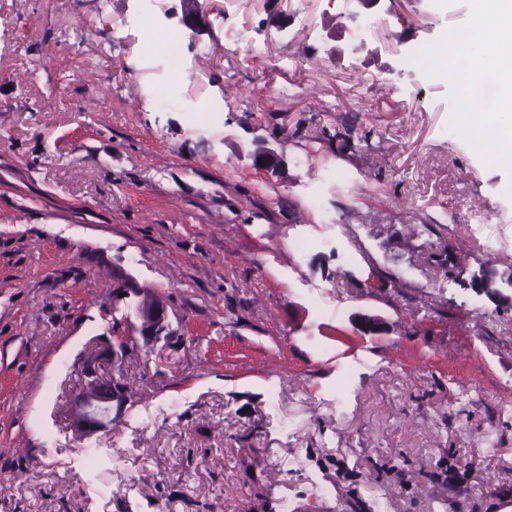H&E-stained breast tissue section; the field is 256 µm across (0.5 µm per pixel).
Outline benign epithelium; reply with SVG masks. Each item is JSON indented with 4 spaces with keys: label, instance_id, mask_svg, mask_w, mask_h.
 <instances>
[{
    "label": "benign epithelium",
    "instance_id": "1",
    "mask_svg": "<svg viewBox=\"0 0 512 512\" xmlns=\"http://www.w3.org/2000/svg\"><path fill=\"white\" fill-rule=\"evenodd\" d=\"M185 2V21L192 27H197L196 21L202 20L203 7L200 0H183ZM264 161L263 168L276 171L281 158L264 143H259L254 152V165ZM133 295L138 298L135 304V315L139 325L131 326L150 344L169 330L168 309L160 302L149 298L143 288H132L124 276H119L112 282V298ZM359 331L364 336H378L385 331V322L366 314L356 316ZM130 337L127 334L112 337V342L100 347V357L83 365L82 373L85 378L83 393L76 399L73 412V428L81 436H90L106 430L112 424V412L121 410L132 402V397L123 378L112 376V386L108 391L101 389L102 375L106 365L116 363L129 348Z\"/></svg>",
    "mask_w": 512,
    "mask_h": 512
}]
</instances>
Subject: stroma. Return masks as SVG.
I'll return each mask as SVG.
<instances>
[{
	"instance_id": "stroma-1",
	"label": "stroma",
	"mask_w": 512,
	"mask_h": 512,
	"mask_svg": "<svg viewBox=\"0 0 512 512\" xmlns=\"http://www.w3.org/2000/svg\"><path fill=\"white\" fill-rule=\"evenodd\" d=\"M358 9L206 0L196 35L156 0L184 57L163 106L143 0H0V512L512 501V301L474 280L512 276V176L447 130V79L405 64L469 10L380 0L352 46ZM121 275L169 333L133 336L134 401L84 439L66 410L125 330Z\"/></svg>"
}]
</instances>
